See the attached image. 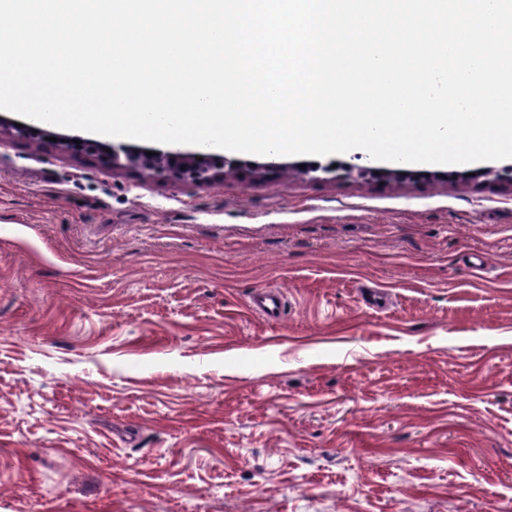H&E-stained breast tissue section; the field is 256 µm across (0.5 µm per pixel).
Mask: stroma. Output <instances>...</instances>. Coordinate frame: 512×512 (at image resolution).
I'll return each mask as SVG.
<instances>
[{
    "mask_svg": "<svg viewBox=\"0 0 512 512\" xmlns=\"http://www.w3.org/2000/svg\"><path fill=\"white\" fill-rule=\"evenodd\" d=\"M435 171L1 144L0 512H512V187ZM16 123L21 124V127H17ZM43 126L44 123H21L0 115V145L4 137L30 142H43L45 137H55L57 141L53 143L61 152L93 161L106 169L114 171L118 168H131L149 172L152 178L200 187L223 184L227 175L237 171L241 165L223 156L174 149H144L124 145L115 147L113 144L79 136L57 135ZM74 140H80V143H74ZM146 151L157 152V155L148 156ZM345 175L367 182H378L383 180H404L421 179L427 177V174L404 169H384L375 166H348L344 168ZM379 172V175H376Z\"/></svg>",
    "mask_w": 512,
    "mask_h": 512,
    "instance_id": "35a3bbf8",
    "label": "stroma"
}]
</instances>
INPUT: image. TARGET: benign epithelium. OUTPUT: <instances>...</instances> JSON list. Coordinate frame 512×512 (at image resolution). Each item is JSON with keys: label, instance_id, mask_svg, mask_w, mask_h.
<instances>
[{"label": "benign epithelium", "instance_id": "benign-epithelium-1", "mask_svg": "<svg viewBox=\"0 0 512 512\" xmlns=\"http://www.w3.org/2000/svg\"><path fill=\"white\" fill-rule=\"evenodd\" d=\"M54 133L43 127V124L16 122L0 115V142L3 138L42 142ZM55 146L63 153L87 159L102 165L106 169L131 168L146 171L151 177L169 180L175 183H186L194 186H212L224 183L228 174L238 170L240 164L223 156L187 153L179 150H159L157 154L148 156L144 148H132L121 145L115 147L108 143L88 139H76L72 136H57ZM253 176L256 179H269L281 174L289 166L277 161V156L269 157L264 163L251 164ZM345 175L367 182L383 180L421 179L425 174L404 169H384L375 166H348ZM460 176L468 181L481 177H493L512 185V166L499 170L492 168L478 170L470 176L466 172Z\"/></svg>", "mask_w": 512, "mask_h": 512}]
</instances>
